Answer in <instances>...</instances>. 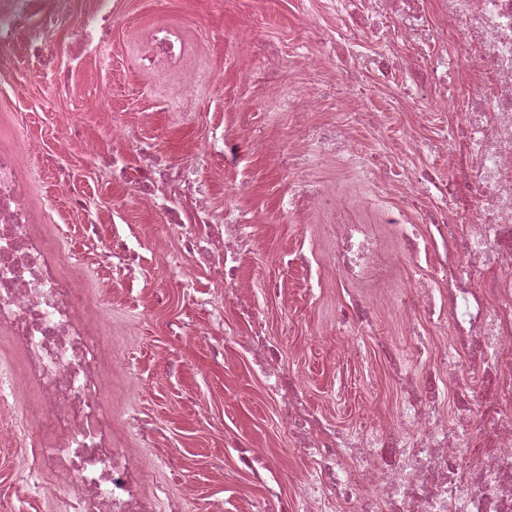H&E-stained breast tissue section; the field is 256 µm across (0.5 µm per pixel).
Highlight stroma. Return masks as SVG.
<instances>
[{
	"instance_id": "obj_1",
	"label": "stroma",
	"mask_w": 512,
	"mask_h": 512,
	"mask_svg": "<svg viewBox=\"0 0 512 512\" xmlns=\"http://www.w3.org/2000/svg\"><path fill=\"white\" fill-rule=\"evenodd\" d=\"M123 11L109 45L88 49L75 59L61 57V65L73 72L75 98L53 92L25 47L17 48L14 79L20 91L9 100L0 99V144L13 143L15 112L27 110L25 169L33 201L53 205L41 213L36 229L60 258L62 274L82 280L85 300L101 317L96 341L106 358L121 352L131 364L126 374L113 376V389L103 398V413L119 442L144 448L157 482L168 484L170 494L182 499L184 512H207L209 501L216 498L227 499L233 512H250L261 490L238 469L236 447L267 453L288 494L302 461L240 345L247 324L208 273H200L191 292L168 269L155 265L154 254L176 251L179 228L158 230L154 215L127 188L113 183L77 144L58 140L55 133L75 126L104 153L123 150L128 142L112 138L102 110L124 113L132 140L155 155L172 161L194 156L192 173L208 189L215 210L266 216L255 243L241 254L240 274L249 299L283 365L298 376L312 409L337 429L351 431L377 416L397 419L406 397L398 362L413 343L443 347L452 345L453 338L444 319L431 323L421 318L414 330H407V310L393 296L384 324L377 331L354 334V354L337 357L335 345L345 337L341 311L359 293L337 287L329 274L311 279V267L324 263L331 248L328 217L312 207L302 222H295L283 214L281 200L288 190L314 189L337 196L366 219L380 207L400 204L411 181L407 160L392 142L415 114L391 108L383 126L365 125L340 103L339 62H330L322 73L304 72L302 53L322 44L312 33L313 18L302 0H223L218 10L211 0H124ZM160 22L182 27L202 51L208 79L193 96L172 98L166 77L142 65L141 35ZM244 36L278 47L275 85H260L243 70L238 41ZM298 82L320 99L305 124L348 130L356 148L350 160H323L313 147L305 155H287L278 166L270 165L263 141L288 144L305 125L282 106L283 94ZM245 110L255 142L244 154L247 185L229 202L223 162L199 150L214 126ZM48 154L58 157L75 183L92 191L99 217L96 231L85 230L84 214L68 209L53 171L43 163ZM374 154L383 155L386 172L369 164ZM116 216L144 258L131 271L112 270L107 246ZM215 316L231 330L224 338L223 357L213 358L192 331L181 336L169 332L173 321L183 318L193 328H205ZM0 368L14 377L18 401L36 408L38 389L25 374L23 356L9 330L1 326ZM132 416L152 427L150 439L127 425ZM42 445L35 432L14 430L10 411L0 412V512H65L63 498L33 496L23 484V466ZM171 458L186 474L183 483L169 481L166 463Z\"/></svg>"
}]
</instances>
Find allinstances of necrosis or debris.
<instances>
[{
	"instance_id": "necrosis-or-debris-1",
	"label": "necrosis or debris",
	"mask_w": 512,
	"mask_h": 512,
	"mask_svg": "<svg viewBox=\"0 0 512 512\" xmlns=\"http://www.w3.org/2000/svg\"><path fill=\"white\" fill-rule=\"evenodd\" d=\"M122 0H91L77 11L75 0H0V72L11 70L17 43L40 61L55 60L53 31L69 24L71 45L84 50L106 43ZM316 17L336 20L335 42L353 71L367 68L384 83H398L400 102L421 103L422 127L457 124L451 137L454 179L429 167L414 170L413 193L402 205L380 209L378 223L397 233L403 250L423 254L448 282V324L459 351L417 344L412 361L433 358L436 378L424 399L403 401L398 421L381 418L353 435L323 422L308 408L296 377L281 363L262 329L238 276V259L253 242V225L219 222L186 157L174 163L140 151L136 167L112 159V178L124 182L136 202L180 229V250L188 263L157 255L156 263L177 265L184 283L208 269L235 300L252 329L244 340L253 362L278 404L282 426L304 458L294 496L278 491L271 477L255 512H512V0H309ZM396 33L412 53L364 46L362 34ZM181 31L159 24L144 34L142 59L148 68L179 65ZM470 68L476 92L467 100L448 93L463 68ZM19 148L0 150V321L12 324L27 362L42 384L43 423L55 438L37 449L23 474L37 495L70 492V512H182L164 486L143 492L153 475L138 448H111L99 421L104 387L93 342L74 323L80 285L61 283L44 245L29 233V185L20 179ZM313 205L331 217L335 248L326 267L342 286H373L389 279L392 263L383 240L354 220L330 195ZM424 210L441 239L459 237L456 249L421 253L408 215ZM466 217L465 234L455 232ZM471 366L470 387L488 406L478 423L463 409L448 412L438 375L451 374L459 354ZM477 449L464 463V449Z\"/></svg>"
}]
</instances>
